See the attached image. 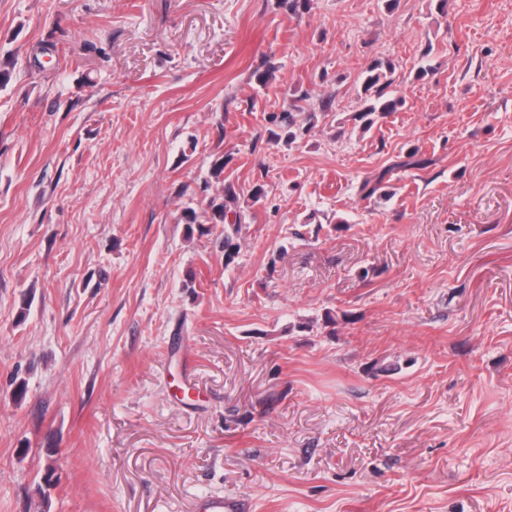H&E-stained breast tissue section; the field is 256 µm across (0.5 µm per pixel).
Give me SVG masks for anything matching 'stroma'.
Masks as SVG:
<instances>
[{
	"mask_svg": "<svg viewBox=\"0 0 512 512\" xmlns=\"http://www.w3.org/2000/svg\"><path fill=\"white\" fill-rule=\"evenodd\" d=\"M0 69V512H512V0H0ZM393 71L394 67L389 62H376L367 70L363 83L364 93L370 96L372 104L366 112L360 114L359 118L363 119L375 112L385 115L397 110L400 105L399 99L388 95V89L393 84ZM199 205L208 214V222L212 224V227L221 224L224 229V240L222 242L224 263L228 266L233 264L239 254L240 245L237 239L242 228V216L236 194L230 189H225L222 197H204ZM231 215H233L232 221L230 219Z\"/></svg>",
	"mask_w": 512,
	"mask_h": 512,
	"instance_id": "1",
	"label": "stroma"
}]
</instances>
